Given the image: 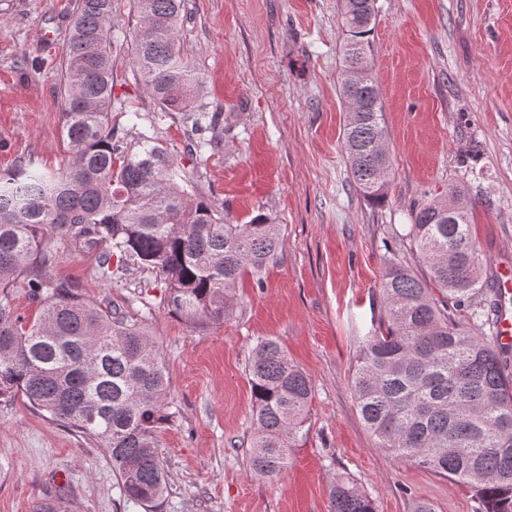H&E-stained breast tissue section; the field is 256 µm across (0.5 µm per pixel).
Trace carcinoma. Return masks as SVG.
I'll list each match as a JSON object with an SVG mask.
<instances>
[{
	"mask_svg": "<svg viewBox=\"0 0 512 512\" xmlns=\"http://www.w3.org/2000/svg\"><path fill=\"white\" fill-rule=\"evenodd\" d=\"M376 0H344L340 95L347 106L342 147L354 186L382 203L390 177L383 106L372 75ZM140 25L129 64L164 112H181L193 149L217 153L219 116L198 98L200 81L184 58L179 27L185 0H136ZM112 0H78L63 74V132L69 163H33L0 172V396L28 403L93 439L125 498L152 504L167 490L155 442L166 383L158 350L139 321L102 307L56 278L48 239L70 238L99 251V273L132 266L164 284L169 312L193 328L221 324L233 289L259 276L282 248L279 225L259 215L231 224L202 199L185 165L143 128L137 141L112 127L129 105L114 94ZM409 237L426 276L386 257L380 283L385 314L363 339L352 376L361 418L386 453L466 484L476 512H512V374L489 336H477L461 310L497 323L499 293L486 275L464 191L412 213ZM28 280L40 306L23 323L11 304ZM253 432L247 465L276 478L288 449L308 433L309 378L281 344L263 339L248 368ZM332 512H376L346 477L331 491Z\"/></svg>",
	"mask_w": 512,
	"mask_h": 512,
	"instance_id": "obj_1",
	"label": "carcinoma"
}]
</instances>
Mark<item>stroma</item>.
Listing matches in <instances>:
<instances>
[{"label":"stroma","mask_w":512,"mask_h":512,"mask_svg":"<svg viewBox=\"0 0 512 512\" xmlns=\"http://www.w3.org/2000/svg\"><path fill=\"white\" fill-rule=\"evenodd\" d=\"M77 0H0V170L49 168L72 150L62 128L61 66ZM181 47L226 119L219 154L184 156L180 113L158 110L137 82L128 46L135 0H114L123 43L113 53L116 96L181 155L201 197L238 224L264 214L283 247L245 275L232 315L202 331L166 308L164 284L135 271L107 282L96 253L55 238L57 278L101 306L141 320L167 380L156 432L169 492L155 512H331L349 476L377 512H474V491L385 454L358 414L351 377L360 337L384 315L388 251L411 259L413 209L464 187L474 235L491 264L512 265V0H376L370 36L384 107L390 181L384 203L353 186L342 148L338 71L342 0H186ZM479 148L475 168L463 161ZM278 340L310 378L307 436L277 479L246 463L251 430L247 364L256 342ZM0 512H146L126 501L103 450L34 410L0 399Z\"/></svg>","instance_id":"stroma-1"}]
</instances>
